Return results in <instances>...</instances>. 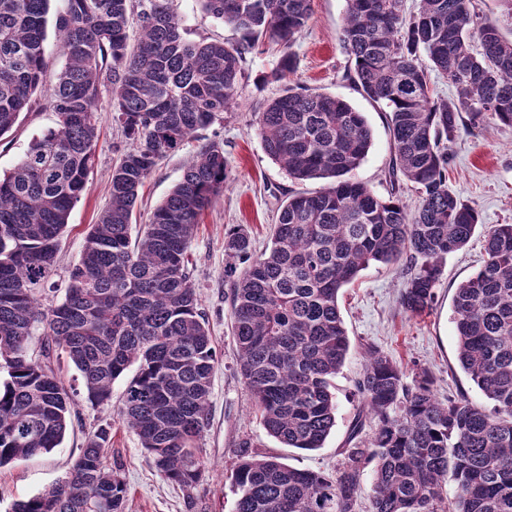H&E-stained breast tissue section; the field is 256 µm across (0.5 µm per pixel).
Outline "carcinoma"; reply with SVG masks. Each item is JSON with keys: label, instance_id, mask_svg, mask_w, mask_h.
I'll list each match as a JSON object with an SVG mask.
<instances>
[{"label": "carcinoma", "instance_id": "obj_1", "mask_svg": "<svg viewBox=\"0 0 512 512\" xmlns=\"http://www.w3.org/2000/svg\"><path fill=\"white\" fill-rule=\"evenodd\" d=\"M49 2L0 0V136L42 81ZM59 2L66 64L49 100L56 128L0 177V467L62 443L78 396L51 367L63 354L98 406L135 367L122 422L156 471L189 491L201 476L198 442L218 358L188 249L230 181L224 149L204 144L134 233L139 192L161 158L235 103L246 53L266 42L291 47L312 0H200L242 34L237 44L189 40L173 0ZM346 5L347 78L389 114L390 178L415 185L417 202L347 178L367 156L372 130L343 99L287 83L296 68L288 51L270 74L286 86L257 113L255 132L289 177L330 184L288 198L264 253L254 254L243 232L224 238L240 374L267 434L305 451L323 447L336 427L334 379L351 350L342 289L372 261L408 257L400 303L413 317L426 313L443 260L480 224L448 188L447 145L467 123L512 126V40L498 21H475L472 0H419L410 16L405 0ZM431 70L457 98L435 94ZM105 102L125 139L109 203L63 298L46 306L60 239L94 168ZM484 238L487 260L452 305L459 365L492 408L464 393L443 401L428 369L409 383L392 358L364 346L361 402L336 470L244 451L231 473L234 512H356L369 465V512H512V224L492 225ZM111 428L89 434L67 475L15 501L12 512H125L127 484L106 463Z\"/></svg>", "mask_w": 512, "mask_h": 512}]
</instances>
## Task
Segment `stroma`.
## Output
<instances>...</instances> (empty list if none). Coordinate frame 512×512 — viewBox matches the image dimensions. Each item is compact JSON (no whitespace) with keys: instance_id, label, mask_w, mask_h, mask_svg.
Returning a JSON list of instances; mask_svg holds the SVG:
<instances>
[{"instance_id":"35a3bbf8","label":"stroma","mask_w":512,"mask_h":512,"mask_svg":"<svg viewBox=\"0 0 512 512\" xmlns=\"http://www.w3.org/2000/svg\"><path fill=\"white\" fill-rule=\"evenodd\" d=\"M175 5L190 40H240L238 31L204 13L198 0H175ZM345 11L346 0H313L311 19L291 47L296 58L291 81L340 97L362 112L372 129L373 142L350 177L385 197L391 191L390 131L382 107L361 95L347 78L352 63L340 42ZM44 47L47 68L43 84L13 130L0 137V175L17 164L33 140L56 126V116L47 99L65 58L55 30H47ZM282 53V46L272 44L246 55L235 104L211 126L194 133L180 151L159 163L142 188L137 206L141 216H149L180 180L185 165L200 146L215 141L223 147L231 179L223 195L206 212L188 250L194 285L218 355L209 399L210 423L199 442L203 456L199 483L186 491L164 480L153 468L138 438L120 420L125 388V381L120 378L112 385L109 406H95L79 399L58 448L0 467V512H9L14 501L65 477L88 433L106 422L112 425L107 460L121 465L128 487L126 512H232L235 496L230 473L245 441L251 445V455L278 456L295 467L333 472L341 461L348 425L359 406L353 382L363 368L359 348L364 344L377 346L406 370L429 368L439 398L464 391L477 405L487 406V399L458 365L452 297L458 285L481 269L487 259L484 226L512 224V127L494 121L461 132L449 147L452 159L448 186L479 214L482 227L462 250L444 261L430 312L419 317L403 312V264H369L340 296L341 313L353 348L335 380L337 424L324 446L313 451L288 448L260 425L252 395L239 374L231 334L229 288L224 283V235L231 230L243 231L250 236L254 250L264 251L271 245L278 210L288 196L319 191L327 185L323 179L303 183L291 179L269 158L252 127L258 107L283 89L282 83L269 78ZM97 122L100 137L94 172L70 214L61 240L51 278L55 290L46 297L50 303L60 300V291L79 259L84 237L107 202L108 176L123 147L110 108L98 112Z\"/></svg>"}]
</instances>
